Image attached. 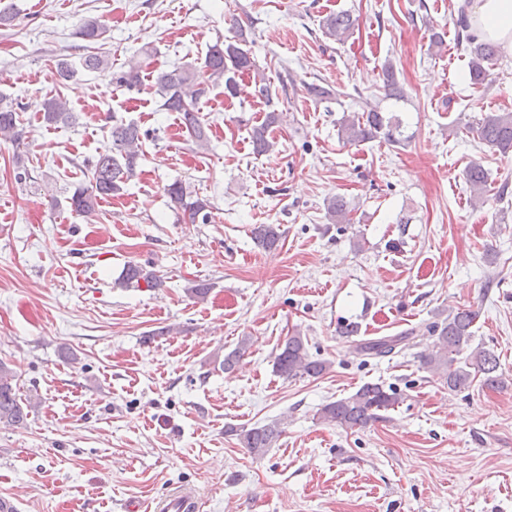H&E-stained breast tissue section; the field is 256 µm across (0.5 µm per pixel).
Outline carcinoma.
<instances>
[{
  "instance_id": "carcinoma-1",
  "label": "carcinoma",
  "mask_w": 512,
  "mask_h": 512,
  "mask_svg": "<svg viewBox=\"0 0 512 512\" xmlns=\"http://www.w3.org/2000/svg\"><path fill=\"white\" fill-rule=\"evenodd\" d=\"M357 19L347 12L331 13L324 17L320 28L327 38L339 43L345 42L354 33ZM465 19H460L458 38L466 43L470 60L469 78L478 85L488 76V70L499 57L497 45L479 40L466 33ZM79 38L98 42L104 39L105 29L95 22H87L77 31ZM246 38L238 31L232 39L217 42L210 46L203 62L187 63L173 69L157 71L154 87L157 88L168 112L181 115L189 137L202 146L208 139L207 127L199 117L200 100L207 95L210 87L224 84V96L232 98L238 93L236 75L257 69L249 50L245 49ZM110 65L108 56L90 52L82 58L81 66L86 71H95ZM385 97L397 102L405 99L396 78L391 62L384 65ZM116 83L128 89L141 84L139 65L133 63L128 70L117 74ZM19 105L14 100L0 95V139L19 142L22 130L18 124ZM43 119L48 124L63 123L74 125L77 117L71 112L66 100L50 99L45 104ZM278 114L267 112L264 123L252 129L253 150L257 154L271 151L275 142L269 139L268 129L277 123ZM478 139L485 145L507 155L512 152V112H490L484 115L475 128ZM341 139L351 145H359L373 140H383L392 145H400L407 140L401 120L395 116L369 107L362 112L345 115L339 122ZM112 153L102 154L87 164L88 180L72 185L69 204L71 211L78 216L89 217L96 211L99 201L120 194L126 183L135 176L139 166L138 145L144 133L133 123L115 122L110 128ZM466 180L478 203L486 200L488 173L479 164H473L465 172ZM166 191L175 209L182 211L191 224H208L212 214L209 200L198 197L187 190L183 183L176 181L167 186ZM326 217L332 224H349V203L342 196L326 202ZM255 243L265 250L277 247L281 233L277 224H258L252 232ZM123 283L138 288L145 284L148 288L163 286L160 276L138 264L126 267ZM477 313L470 308H458L448 313L440 322L430 326L435 336L433 350L422 356L423 365L440 372L445 377L448 389L462 391L468 389L478 376L484 384L494 386L501 383L496 376L498 358L482 347L471 345L473 327ZM411 331L397 336H382L359 344L360 351L375 357H384L409 344ZM251 348V338L243 336L233 350L224 355L220 366L227 370L241 360ZM330 368V362L313 357L308 341L298 334L288 337L279 348L273 360V371L280 377L290 380L302 377L317 378ZM18 373L8 363L0 360V423L22 425L37 403L30 397L19 394ZM401 395L391 386L381 383H365L353 394L325 404L320 410L322 420L344 429L363 427L381 417L399 404ZM226 433L236 438L239 444L254 456L264 455L281 434L280 424H269L252 428L229 427Z\"/></svg>"
}]
</instances>
